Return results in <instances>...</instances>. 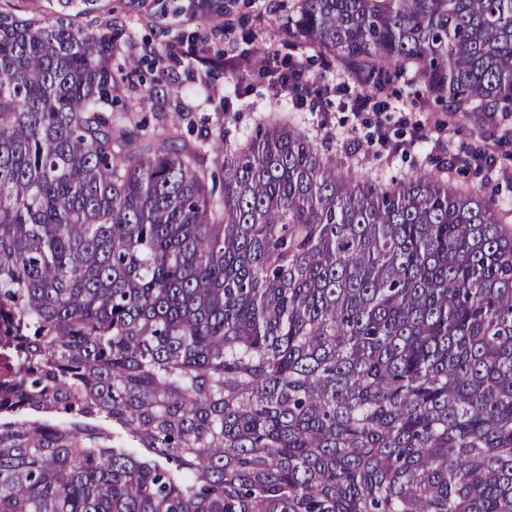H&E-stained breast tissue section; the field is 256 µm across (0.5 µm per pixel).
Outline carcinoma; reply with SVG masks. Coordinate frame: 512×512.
Masks as SVG:
<instances>
[{
	"label": "carcinoma",
	"mask_w": 512,
	"mask_h": 512,
	"mask_svg": "<svg viewBox=\"0 0 512 512\" xmlns=\"http://www.w3.org/2000/svg\"><path fill=\"white\" fill-rule=\"evenodd\" d=\"M289 38L512 113V0H298ZM112 36L0 10V512H512V210L277 121L214 168Z\"/></svg>",
	"instance_id": "obj_1"
}]
</instances>
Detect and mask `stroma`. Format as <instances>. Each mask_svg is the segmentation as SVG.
<instances>
[{
	"label": "stroma",
	"instance_id": "35a3bbf8",
	"mask_svg": "<svg viewBox=\"0 0 512 512\" xmlns=\"http://www.w3.org/2000/svg\"><path fill=\"white\" fill-rule=\"evenodd\" d=\"M214 11L197 9L195 0H0V8L22 17L55 20L69 18L75 28L93 33L108 25L117 48L112 55V73L125 76L128 63L149 65L152 57L171 55L178 63L161 80L157 93L148 85L124 86L122 97L144 102L142 115L154 122L167 114L169 122L187 118L186 139L206 143L223 135L225 145L236 144L273 118H280L304 131L338 164L357 175L373 179H400L418 170L437 168L431 145L409 154L390 155L371 145L377 124H385L390 136L408 138L415 123L433 125L434 113L422 111L424 89L411 77L401 78L383 97L387 112L354 117L337 105L328 111L293 108L288 99H276L266 80L253 79L239 86L235 74L219 62L225 53L237 55L243 69L253 66L251 38L278 44L288 37V21L296 16L297 0H213ZM204 50L214 60L211 72L188 65L186 57ZM232 98L234 109H220L222 97ZM498 127H479L455 118L438 137L456 153L469 144L490 143L499 169L512 172V141L499 142Z\"/></svg>",
	"mask_w": 512,
	"mask_h": 512
}]
</instances>
